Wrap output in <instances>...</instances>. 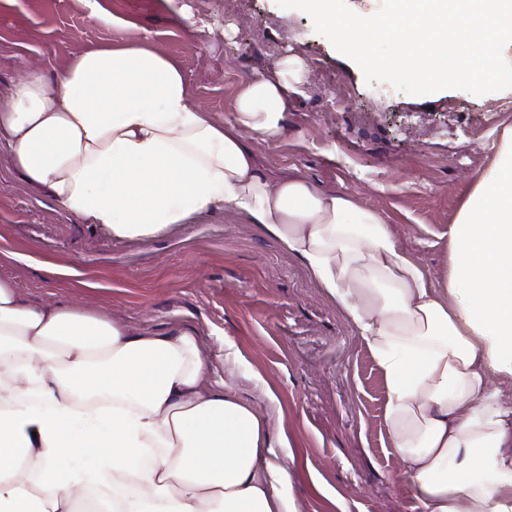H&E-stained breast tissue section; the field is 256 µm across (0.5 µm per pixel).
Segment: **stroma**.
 I'll return each instance as SVG.
<instances>
[{
  "instance_id": "1",
  "label": "stroma",
  "mask_w": 512,
  "mask_h": 512,
  "mask_svg": "<svg viewBox=\"0 0 512 512\" xmlns=\"http://www.w3.org/2000/svg\"><path fill=\"white\" fill-rule=\"evenodd\" d=\"M200 20L205 43L192 28ZM122 38L176 59L217 122L252 76L299 79L280 138H247L259 163L377 212L436 279L473 174L512 132V89L422 97L367 83L308 14L276 0H0V92ZM0 278L28 302L68 300L135 330L196 327L237 394L273 408L295 459L287 493L297 512H418L395 481L387 391L371 354L303 263L241 216L220 209L147 243L119 241L28 185L0 149Z\"/></svg>"
}]
</instances>
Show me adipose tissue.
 Instances as JSON below:
<instances>
[{
    "label": "adipose tissue",
    "mask_w": 512,
    "mask_h": 512,
    "mask_svg": "<svg viewBox=\"0 0 512 512\" xmlns=\"http://www.w3.org/2000/svg\"><path fill=\"white\" fill-rule=\"evenodd\" d=\"M295 85L249 79L214 122L147 41L86 48L0 95V144L67 213L148 242L213 210L242 215L305 266L373 357L383 421L420 512H512V136L448 231L433 279L375 212L299 175L271 178L246 133L281 136ZM192 328L130 332L30 305L0 278V512H295L292 456L214 379Z\"/></svg>",
    "instance_id": "obj_1"
}]
</instances>
